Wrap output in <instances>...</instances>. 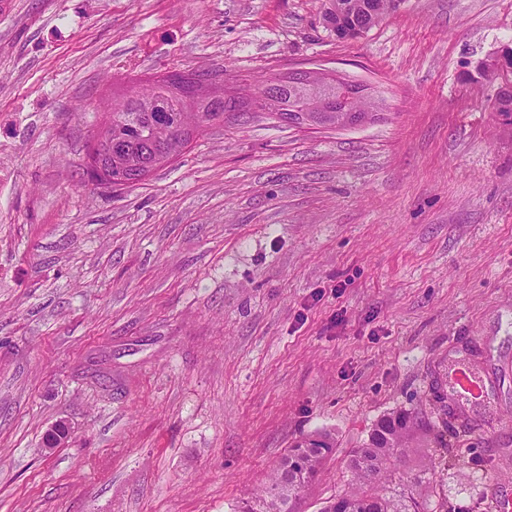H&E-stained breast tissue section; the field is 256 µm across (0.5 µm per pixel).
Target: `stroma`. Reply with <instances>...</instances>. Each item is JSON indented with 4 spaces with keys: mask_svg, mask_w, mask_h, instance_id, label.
<instances>
[{
    "mask_svg": "<svg viewBox=\"0 0 512 512\" xmlns=\"http://www.w3.org/2000/svg\"><path fill=\"white\" fill-rule=\"evenodd\" d=\"M323 4L0 0V512H237L326 431L320 512L393 412L428 423L397 473L430 466L434 512L512 495V125L469 81L512 0H404L355 40ZM320 66L379 119L229 112L136 185L83 174L125 78ZM453 389L469 400H480L485 393L483 379L472 369L464 365L457 367L453 374Z\"/></svg>",
    "mask_w": 512,
    "mask_h": 512,
    "instance_id": "1",
    "label": "stroma"
}]
</instances>
